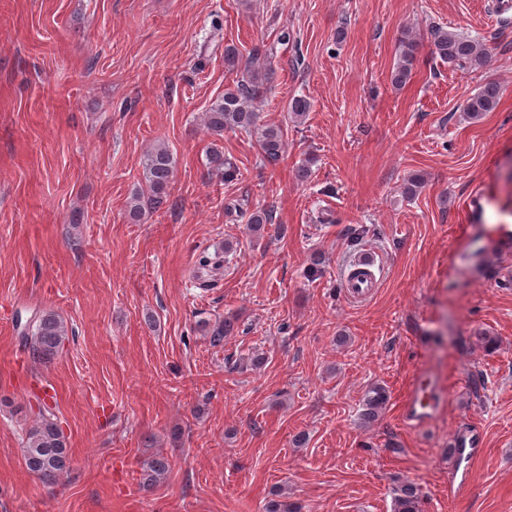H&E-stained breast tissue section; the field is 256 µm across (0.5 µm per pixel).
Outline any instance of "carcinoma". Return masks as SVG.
<instances>
[{"label": "carcinoma", "mask_w": 512, "mask_h": 512, "mask_svg": "<svg viewBox=\"0 0 512 512\" xmlns=\"http://www.w3.org/2000/svg\"><path fill=\"white\" fill-rule=\"evenodd\" d=\"M432 55L449 65L467 69L482 63L486 56L484 44L476 38L448 30L442 25H433L430 30ZM417 39L405 34L399 41L396 64L391 72V81L400 85L411 74ZM251 67L236 84L224 90V95L216 98L204 113V124L209 131L219 136L226 129H240L250 132L259 122L258 101L263 97L267 84V67L259 63V56L253 55ZM501 87L494 80L487 81L481 89L470 97L464 111L473 119L492 111L498 104ZM311 109L305 96H294L288 101L290 116L298 121ZM258 145L263 159L268 163L280 160L284 149V138L280 128L268 126L261 129ZM209 164L221 174L226 182L237 177L233 162L224 157L222 151L213 148L209 151ZM174 169V158L165 146H156L144 154L142 162L145 191L134 194L128 205V214L138 219L147 208H158L168 196ZM275 210L272 207H257L248 215L250 231L260 235L266 225L275 223ZM35 328L31 335L23 336L29 341L34 359L48 362L55 357L67 336V327L53 312H40L31 319ZM235 322L225 319L207 326L209 342L214 347L224 346V338L234 335ZM387 403V392L379 385L371 386L363 398L362 416L368 420L378 416ZM24 462L29 471L38 475L47 484L55 483L68 469L70 457L67 438L54 408L43 405V410L34 414L32 424L26 430ZM170 459L163 454L149 458L142 467L143 486L154 488L170 471ZM420 488L415 483H405L398 487L394 497V512H421Z\"/></svg>", "instance_id": "cac0c4a2"}]
</instances>
